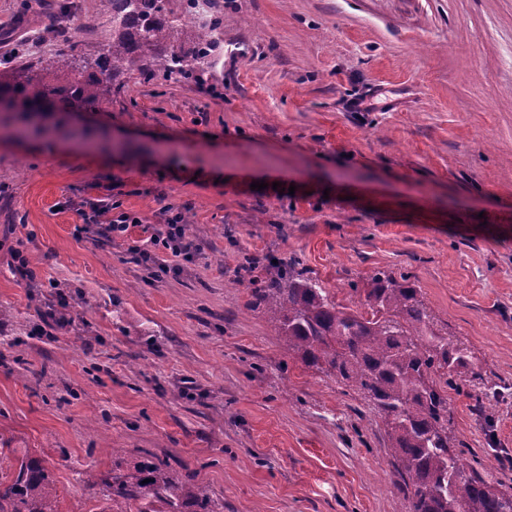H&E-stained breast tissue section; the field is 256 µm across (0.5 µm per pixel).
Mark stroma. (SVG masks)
I'll use <instances>...</instances> for the list:
<instances>
[{
    "mask_svg": "<svg viewBox=\"0 0 512 512\" xmlns=\"http://www.w3.org/2000/svg\"><path fill=\"white\" fill-rule=\"evenodd\" d=\"M220 2L203 83L136 73L0 139V462L45 459L59 512H100L86 470L148 456L224 512H403L378 417L246 310L250 255L346 304L376 270L410 278L481 374L448 391L456 450L512 488V0ZM23 7L0 0V58L33 39ZM111 32L71 0L28 59ZM84 198L140 221L77 232ZM170 211L192 259L150 241Z\"/></svg>",
    "mask_w": 512,
    "mask_h": 512,
    "instance_id": "35a3bbf8",
    "label": "stroma"
}]
</instances>
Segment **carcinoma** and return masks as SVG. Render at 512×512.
Masks as SVG:
<instances>
[{"label":"carcinoma","instance_id":"1","mask_svg":"<svg viewBox=\"0 0 512 512\" xmlns=\"http://www.w3.org/2000/svg\"><path fill=\"white\" fill-rule=\"evenodd\" d=\"M112 14V36L97 57L60 51L33 65L0 66V125L24 133L31 116L96 112L112 87L132 71L148 80L179 75L189 80L210 63L223 19L215 0L201 28L185 13L171 16L169 0H104ZM257 261L244 258L239 278L250 285L246 307L266 315L308 369L353 388L380 419L393 466L404 492V512H512V491L465 470L452 450L448 388L481 379L466 346L435 327L431 310L407 277L378 271L363 287L354 309L336 300L294 259L273 264L263 279ZM86 483L100 487L101 512H221L220 504L195 477L176 476L166 461L145 459L126 470ZM0 512H58L45 460L25 452L0 476Z\"/></svg>","mask_w":512,"mask_h":512}]
</instances>
